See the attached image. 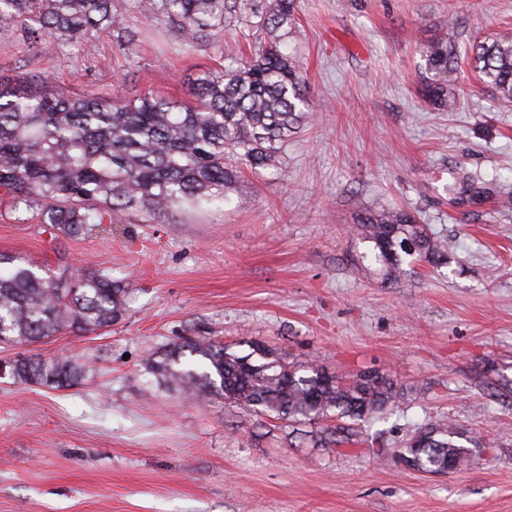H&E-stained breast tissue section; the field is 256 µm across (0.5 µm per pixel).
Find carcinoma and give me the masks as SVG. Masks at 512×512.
Masks as SVG:
<instances>
[{"instance_id":"cac0c4a2","label":"carcinoma","mask_w":512,"mask_h":512,"mask_svg":"<svg viewBox=\"0 0 512 512\" xmlns=\"http://www.w3.org/2000/svg\"><path fill=\"white\" fill-rule=\"evenodd\" d=\"M113 0H0V23H20L50 45L79 42L112 28V41L134 59L133 38L116 26ZM138 18L161 21L186 44L219 41L241 25L258 32L250 55L194 79L189 100L67 96L0 86V193L16 210H36L50 233L77 236L135 209L167 215L226 196L238 165L281 164L288 137L309 123L311 103L295 53L285 39L295 27V0H127ZM480 81L512 101V34L484 39L460 52L445 38L425 49L421 94L434 106H455L452 87L461 55ZM357 235L363 258L397 279L406 258L431 264L444 257L437 236L403 210L368 214ZM127 284L101 271L37 274L16 256L0 254V344L30 345L61 332L94 333L124 319ZM240 355L206 337L175 342L145 359V369L195 398L219 396L259 416L325 426L314 446L338 448L394 410L401 392L389 377L360 371L343 378L312 361L297 365L259 342ZM84 366L23 357L11 374L60 388ZM484 443L453 422L418 428L394 456L407 467L437 473L473 463Z\"/></svg>"}]
</instances>
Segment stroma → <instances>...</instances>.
Masks as SVG:
<instances>
[{
	"instance_id": "35a3bbf8",
	"label": "stroma",
	"mask_w": 512,
	"mask_h": 512,
	"mask_svg": "<svg viewBox=\"0 0 512 512\" xmlns=\"http://www.w3.org/2000/svg\"><path fill=\"white\" fill-rule=\"evenodd\" d=\"M296 45L316 118L279 169L244 170L224 200L161 217L128 210L77 237L0 195V253L34 270H102L129 286L123 321L60 333L23 355L84 366L60 389L0 372V512H512V103L457 71L453 111L418 92L434 37L512 31V0H297ZM135 38L120 66L112 31L47 51L0 27V82L117 99L187 98L188 82L248 52L247 33L187 46L119 10ZM486 187L471 201L459 186ZM402 209L448 245L443 265L400 280L364 260L352 232ZM185 336L248 353L264 342L338 374L387 373L399 409L326 452L310 425L199 404L143 364ZM449 418L478 439L443 476L392 454Z\"/></svg>"
}]
</instances>
